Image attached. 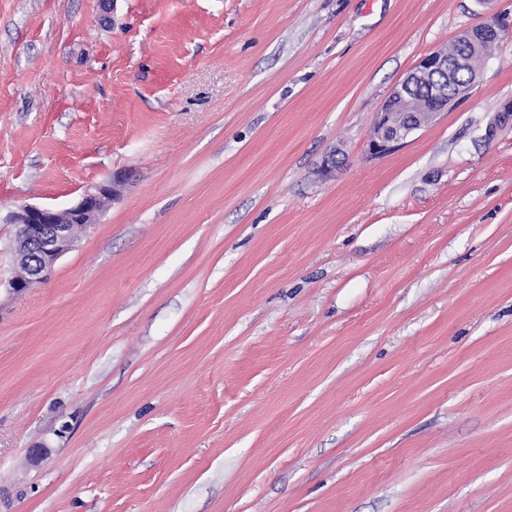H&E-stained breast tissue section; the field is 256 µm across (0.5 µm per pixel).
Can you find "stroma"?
Masks as SVG:
<instances>
[{
	"label": "stroma",
	"instance_id": "1",
	"mask_svg": "<svg viewBox=\"0 0 512 512\" xmlns=\"http://www.w3.org/2000/svg\"><path fill=\"white\" fill-rule=\"evenodd\" d=\"M490 13L512 0H0V512H512V27L368 152ZM119 172L11 293L3 216ZM479 40L470 30L459 34L448 50L424 55L391 92L376 114L368 151L385 155L401 146L414 132L429 124L441 111L464 98L479 77L472 72L470 84H461L460 74L471 68ZM415 86L429 91L430 106L418 110L409 96Z\"/></svg>",
	"mask_w": 512,
	"mask_h": 512
}]
</instances>
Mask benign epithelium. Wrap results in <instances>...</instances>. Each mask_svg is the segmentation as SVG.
<instances>
[{
	"label": "benign epithelium",
	"mask_w": 512,
	"mask_h": 512,
	"mask_svg": "<svg viewBox=\"0 0 512 512\" xmlns=\"http://www.w3.org/2000/svg\"><path fill=\"white\" fill-rule=\"evenodd\" d=\"M507 30L504 19L489 15L484 37L491 50L497 48ZM479 40L466 30L459 34L446 50L424 55L408 75L391 92L376 114L368 151L385 155L399 146L414 132L429 124L440 112L455 106L464 98L479 73L472 72L470 83L461 84L460 74L469 71ZM415 86L429 91L430 106L417 109L409 96ZM333 149L322 160L316 174L321 179L336 171L337 155ZM130 181L126 174L115 175L112 184L86 192L82 199L68 208L26 205L13 213L9 223L15 226L14 258L23 274L9 282L14 294L44 283L52 274L56 261L74 243L75 231L80 226L93 224L98 213L110 199H117Z\"/></svg>",
	"instance_id": "benign-epithelium-1"
}]
</instances>
